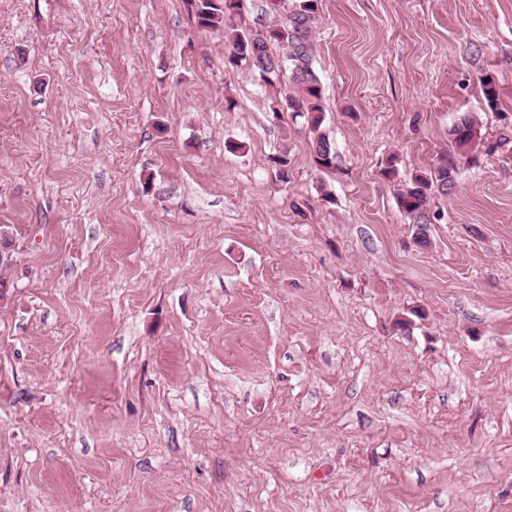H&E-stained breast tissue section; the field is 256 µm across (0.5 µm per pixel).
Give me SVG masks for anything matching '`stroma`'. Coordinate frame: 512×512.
<instances>
[{"label":"stroma","instance_id":"obj_1","mask_svg":"<svg viewBox=\"0 0 512 512\" xmlns=\"http://www.w3.org/2000/svg\"><path fill=\"white\" fill-rule=\"evenodd\" d=\"M319 8L332 172L183 0H0V512H512V147L426 247L381 174L512 123V0Z\"/></svg>","mask_w":512,"mask_h":512}]
</instances>
